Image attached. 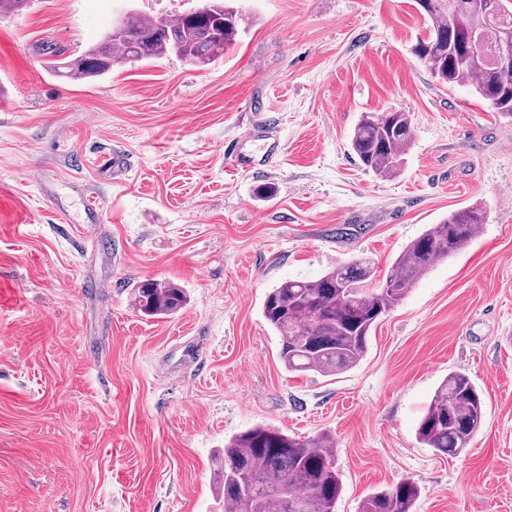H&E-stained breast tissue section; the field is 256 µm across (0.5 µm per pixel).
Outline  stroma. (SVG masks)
Segmentation results:
<instances>
[{"label":"stroma","instance_id":"1","mask_svg":"<svg viewBox=\"0 0 512 512\" xmlns=\"http://www.w3.org/2000/svg\"><path fill=\"white\" fill-rule=\"evenodd\" d=\"M223 55L56 77L121 18H175L198 0H32L0 15V512H224L215 455L257 425L329 433L335 512L408 479L415 512H512V121L411 52L415 0H232ZM396 108L414 140L394 174L360 165L350 132ZM255 124L272 153L233 171ZM119 148L121 176L93 165ZM271 195H261L263 187ZM105 205L96 237L81 223ZM486 216L382 318L363 357L323 377L288 371L262 314L271 288L370 261L384 277L449 212ZM356 228L339 237L338 228ZM146 279L184 288L146 317ZM188 346L207 370L183 377ZM484 402L462 454L416 436L442 380ZM133 304L143 314L163 317L175 313L185 304L183 288L170 281L145 280L133 289Z\"/></svg>","mask_w":512,"mask_h":512}]
</instances>
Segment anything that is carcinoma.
Returning <instances> with one entry per match:
<instances>
[{
  "label": "carcinoma",
  "mask_w": 512,
  "mask_h": 512,
  "mask_svg": "<svg viewBox=\"0 0 512 512\" xmlns=\"http://www.w3.org/2000/svg\"><path fill=\"white\" fill-rule=\"evenodd\" d=\"M416 0L427 23L413 54L442 83L468 84L502 117L512 119V57L485 63L470 50L469 37L481 34L492 51L512 40V9L497 0ZM238 10L224 0L203 5L176 19L145 16L121 19L104 39L76 61L54 59L59 77L83 80L102 76L125 60L174 54L205 66L233 44L241 29ZM409 114L398 109L369 113L351 132V148L362 167L387 176L411 146ZM485 223L482 209L455 210L431 225L398 257L379 286L368 288L374 273L362 260L338 263L313 281L287 280L263 303L266 322L281 336L279 358L292 372L336 376L354 366L367 350L372 331L408 293L416 280L441 259L466 248ZM143 314L163 317L185 304L186 293L170 281L145 280L133 289ZM484 409L469 379L450 373L437 388L417 427L420 443L453 457L468 448L479 431ZM328 434L296 438L257 426L224 443L216 461L224 508L229 512H334L342 483ZM419 491L403 479L367 496L359 512H414Z\"/></svg>",
  "instance_id": "cac0c4a2"
}]
</instances>
